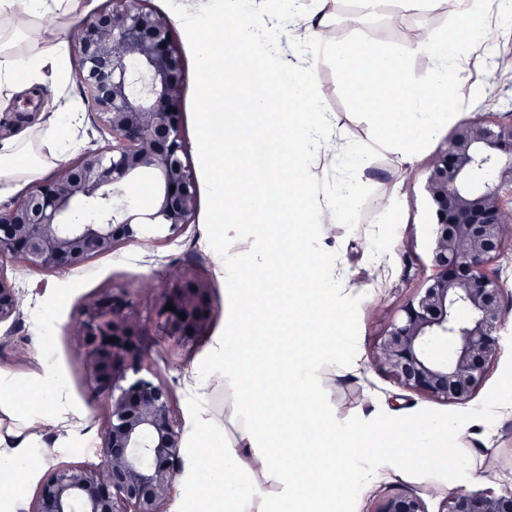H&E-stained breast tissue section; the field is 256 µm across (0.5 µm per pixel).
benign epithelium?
<instances>
[{"instance_id":"benign-epithelium-1","label":"benign epithelium","mask_w":512,"mask_h":512,"mask_svg":"<svg viewBox=\"0 0 512 512\" xmlns=\"http://www.w3.org/2000/svg\"><path fill=\"white\" fill-rule=\"evenodd\" d=\"M78 27L76 73L95 126L110 139L93 142L0 207V324L16 322L23 304L8 268L54 272L131 243L157 246L196 214L180 123L181 53L167 21L148 0H106ZM38 117L1 115L0 139ZM144 173L158 194L151 212L135 213L127 189ZM424 189L434 274L388 325L375 361L409 390L465 404L496 360L512 311V290L495 268L512 248V113L455 126L446 151L428 166ZM209 291L206 279L182 266L153 288L157 342L203 335ZM140 330V302L123 287L85 299L72 336L107 397L100 462L58 464L28 512H167L182 465L180 421L169 382L157 372L141 375L149 364ZM370 512L427 510L423 499L396 487ZM441 512H512V491L450 494Z\"/></svg>"}]
</instances>
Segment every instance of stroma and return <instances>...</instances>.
<instances>
[{
  "mask_svg": "<svg viewBox=\"0 0 512 512\" xmlns=\"http://www.w3.org/2000/svg\"><path fill=\"white\" fill-rule=\"evenodd\" d=\"M104 2L72 0L69 9L56 14L49 27L36 18L19 27L10 18L0 17V43L15 55L26 54L35 46L48 48L56 41L68 40L71 29ZM149 4L168 21L182 52L186 72L183 137L186 160L197 185V212L192 224L154 248L130 245L53 273L14 269L13 276L24 293L23 315L14 325L0 326V383L11 391L29 393L54 381L62 385L65 395L63 408L53 410L50 424L36 441L34 460L39 474L27 477L23 484L24 494L16 503L21 512L54 465L100 460L104 400L97 396L82 367L70 334V326L89 295L114 285L125 287L140 298L142 326L148 332L153 325L150 291L172 267L188 264L205 277L211 285L212 307L207 335L182 345H165L154 352L151 367L173 386L183 431H190L193 425L198 400L208 403L214 418L224 417L221 381L211 380L201 388L197 377L240 314L237 297L226 289L219 256L228 248L250 250L253 240L246 233L247 222L217 223L212 173L200 147L205 117L200 101L207 95L206 79L196 59L202 32L184 23L182 16L207 13L211 0H149ZM333 13L336 26L358 30L377 48L405 54L409 74L418 82L441 62L430 52L412 53V46L419 41L437 42L449 32L465 35L471 29L469 16H451L441 8L400 12L388 6L369 15L362 0H335ZM486 25L489 37L485 43L472 49L467 58L446 63L465 119L512 109V19L492 13ZM316 83L322 106L331 113L343 141L366 145L370 151V178L359 189L351 222L324 216L310 227L320 259L335 263L355 311L347 329L354 337L356 353L348 370L324 373L320 401L339 428L362 418L401 422L428 416L446 417L458 426L447 480L409 475L398 467L367 488L351 508L369 512L373 499L395 484L423 498L428 512H439L442 499L450 493L512 489V318L502 331L494 367L463 405L405 390L374 359L377 343L393 315L434 273L428 257L430 217L423 179L430 160L445 149L450 127L441 125L433 139L402 155L373 143L369 118L355 106L353 89L333 66L321 64ZM28 96L41 101L42 118L23 130L26 155L49 176L63 160L73 159L97 138L92 110L76 75L60 76L50 66L33 90L0 89V113L17 111ZM69 105L75 106L78 114L67 133L70 147L59 157L43 134Z\"/></svg>",
  "mask_w": 512,
  "mask_h": 512,
  "instance_id": "obj_1",
  "label": "stroma"
}]
</instances>
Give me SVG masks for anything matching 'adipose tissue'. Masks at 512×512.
<instances>
[{
	"instance_id": "obj_1",
	"label": "adipose tissue",
	"mask_w": 512,
	"mask_h": 512,
	"mask_svg": "<svg viewBox=\"0 0 512 512\" xmlns=\"http://www.w3.org/2000/svg\"><path fill=\"white\" fill-rule=\"evenodd\" d=\"M215 7L236 23L199 46L208 80L202 144L212 162V194L224 221L241 210L256 214L263 243L244 255L224 254L244 325L223 342V421L212 420L205 402L195 404L194 468L184 478L194 485L208 473L211 493L198 496L201 512H341L357 487L394 465L418 475L447 473L456 437L447 421L380 427L364 420L342 431L318 406L321 372L347 366L336 355L346 342L336 323L350 311L307 232L322 214L339 217L341 202L354 196L368 169L364 148L345 143L347 179L330 190L313 186L311 167L335 134L314 82L317 56L384 97L375 135L400 152L429 140L453 117L447 73L436 69L419 86L398 53L375 49L362 36L316 39L313 27L298 25L304 0H289L280 12L270 0H216ZM365 58L373 59L374 70L363 69ZM245 92L258 118L251 136L264 153L242 168L235 160L244 140L229 130L239 122L233 105ZM22 156L15 140L0 142V192L18 179L40 178L41 169L22 163ZM241 264L254 271L253 281L236 275ZM314 466L320 476L312 482L306 473Z\"/></svg>"
}]
</instances>
